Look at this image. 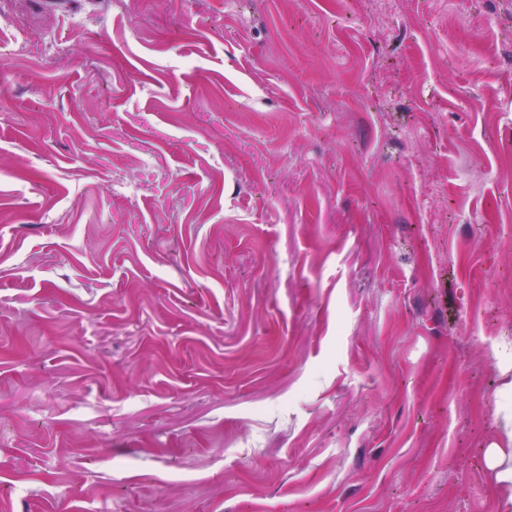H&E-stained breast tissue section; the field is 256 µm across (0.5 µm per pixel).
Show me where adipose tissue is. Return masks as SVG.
Wrapping results in <instances>:
<instances>
[{
  "label": "adipose tissue",
  "mask_w": 512,
  "mask_h": 512,
  "mask_svg": "<svg viewBox=\"0 0 512 512\" xmlns=\"http://www.w3.org/2000/svg\"><path fill=\"white\" fill-rule=\"evenodd\" d=\"M502 386L497 401L499 435L485 454V463L502 490V508L512 512V353L506 348L496 352Z\"/></svg>",
  "instance_id": "obj_1"
}]
</instances>
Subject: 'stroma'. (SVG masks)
<instances>
[{
  "label": "stroma",
  "mask_w": 512,
  "mask_h": 512,
  "mask_svg": "<svg viewBox=\"0 0 512 512\" xmlns=\"http://www.w3.org/2000/svg\"><path fill=\"white\" fill-rule=\"evenodd\" d=\"M0 51V512H500L512 0H0Z\"/></svg>",
  "instance_id": "obj_1"
}]
</instances>
